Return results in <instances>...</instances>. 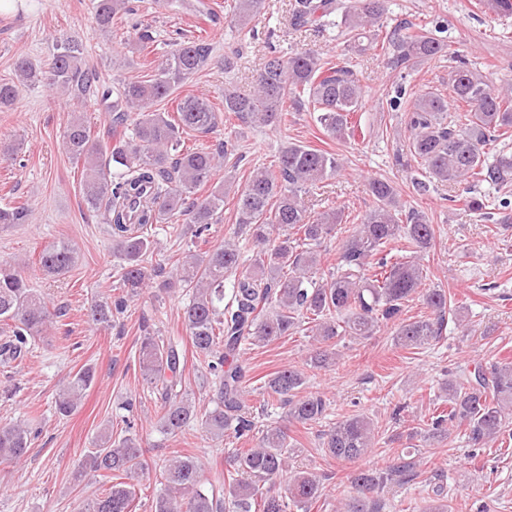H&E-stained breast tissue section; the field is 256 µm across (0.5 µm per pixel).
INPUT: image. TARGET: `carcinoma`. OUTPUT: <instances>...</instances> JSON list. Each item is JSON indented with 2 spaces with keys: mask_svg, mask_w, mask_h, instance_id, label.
Listing matches in <instances>:
<instances>
[{
  "mask_svg": "<svg viewBox=\"0 0 512 512\" xmlns=\"http://www.w3.org/2000/svg\"><path fill=\"white\" fill-rule=\"evenodd\" d=\"M263 9V0H234L232 20L242 40L255 37L250 22ZM97 30L108 32L128 12L127 0H94ZM385 0H294L291 25L323 32L339 28L345 55H363L383 43L391 48L389 65L413 70L449 53L448 42L420 26H399L382 34ZM146 33L127 39L123 66L134 68V54L148 48ZM211 43L198 39L174 42L157 59L149 78L134 77L116 89L112 101V141L91 133L81 113L87 98L109 96L98 71L85 62L83 41L61 37L55 42L47 66L20 55L15 78L0 83V108L13 104L20 87L45 83L70 97L76 112L66 126L63 144L68 157L83 168L82 194L88 210L102 216L112 228V255L121 274L118 288L125 294L109 303L94 300L88 320L109 325L126 307L127 296L154 279L146 259L158 250L148 230L184 218L194 225V237L218 223L224 210V186L215 181L234 146L226 140L215 149H180L182 134L207 136L216 131L219 115L211 102L198 95L174 97L175 110L165 101L211 61ZM449 95L428 89L404 101L397 88L390 108L407 106L405 152L400 165L416 164L417 190L429 184L460 186L463 202L475 214L487 215V195L471 192L476 185L499 192L512 184V152L498 141L512 130V82L496 88L487 73L465 59L448 74ZM366 89L347 67L323 60L315 50L304 49L283 57L269 51L255 83L224 89V113L247 127L277 129L287 122L289 110L306 104L331 139H353L358 131ZM340 155L308 145L283 144L275 164L253 172L237 191V228L234 236L254 247L245 264L241 247L229 239L198 253L187 250L173 262L171 275L157 284L160 291L182 288L190 300L182 318L191 346L214 377L211 407L201 411L186 387V354L180 340L144 331L138 347L143 380L159 394L156 428L167 437L182 435L194 425L214 439L226 434L251 439L249 448H237L228 463L240 478L232 480L219 498L207 491L202 465L193 456L175 455L163 470L164 488L153 499L150 512H307L322 496L321 478L308 471L289 470L296 453L288 429L280 426L256 431L254 418L245 411V372L233 363L254 346L290 336L308 324L316 348L307 365L327 370L336 365L338 336L369 339L384 326L394 329L396 344L419 349L443 338L448 321L465 328V315L451 308L448 290L426 287L428 269L422 254L432 247L435 231L428 216L404 211L392 183L372 180L367 193L372 206L360 222L348 229L335 266L324 268L318 248L338 232L344 211L309 196L340 172ZM210 186L206 195L201 188ZM31 211L25 205L0 207V224H25ZM392 243L410 252L393 258L384 253ZM76 251L66 242L45 246L38 256L39 270L62 275L76 263ZM234 278L231 303L224 304V282ZM420 295L434 317H404L406 304ZM12 322V335L0 344V362L9 364L24 356L29 342L47 335L53 314L30 288L25 266L0 260V322ZM96 378L91 366L69 375L55 399L62 417L74 414L84 393ZM305 373L284 367L264 380L266 406L287 408L288 418L301 425L327 418L330 400L323 394H300ZM448 409L432 417L415 432L424 441L442 440L462 431L468 442L481 448L504 436L512 422V361L478 365L468 372L450 373L443 383ZM125 422L124 433L105 430L95 448L79 464L76 477L107 479V487L81 512H136L135 501L149 464L142 441ZM31 444V430L24 421L0 425V464L21 459ZM376 445L375 425L364 414L333 423L322 434L326 456L358 461ZM419 461L411 452L381 470L361 468L352 484L357 495L339 503L336 512H382L377 493L389 484H409L421 476Z\"/></svg>",
  "mask_w": 512,
  "mask_h": 512,
  "instance_id": "obj_1",
  "label": "carcinoma"
}]
</instances>
